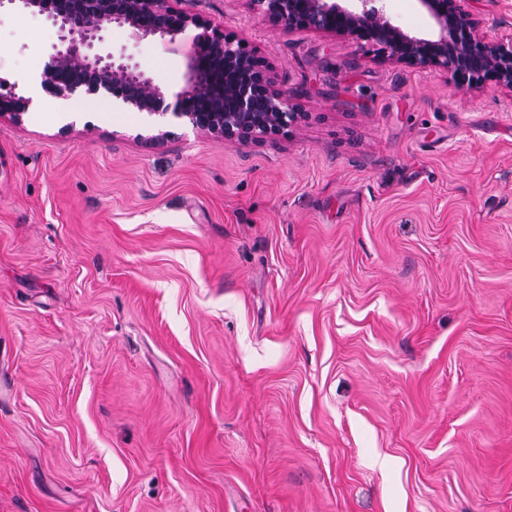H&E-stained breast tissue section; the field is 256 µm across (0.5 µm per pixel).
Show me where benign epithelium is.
Instances as JSON below:
<instances>
[{
  "label": "benign epithelium",
  "mask_w": 512,
  "mask_h": 512,
  "mask_svg": "<svg viewBox=\"0 0 512 512\" xmlns=\"http://www.w3.org/2000/svg\"><path fill=\"white\" fill-rule=\"evenodd\" d=\"M58 26L64 48L50 55L42 88L67 100L82 90L111 97L150 116L171 115L198 131L249 142L296 123L288 95L267 77L260 59L198 13L177 9L173 0H6ZM264 16L290 29L356 37L376 47L378 59L451 73L467 90L494 86L512 90V45L489 39L458 0H417L434 26L430 38L393 24L381 0H251ZM125 28L138 38L173 41L189 27L199 30L187 61V81L174 104L164 89L136 65L93 52L102 33ZM31 98L0 95V119L19 124Z\"/></svg>",
  "instance_id": "1"
}]
</instances>
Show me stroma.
Here are the masks:
<instances>
[{"label":"stroma","mask_w":512,"mask_h":512,"mask_svg":"<svg viewBox=\"0 0 512 512\" xmlns=\"http://www.w3.org/2000/svg\"><path fill=\"white\" fill-rule=\"evenodd\" d=\"M181 7L303 120L241 144L54 98L57 27L0 7L32 100L0 119V512H512V91ZM463 7L512 43V0ZM195 34L103 48L171 102Z\"/></svg>","instance_id":"1"}]
</instances>
